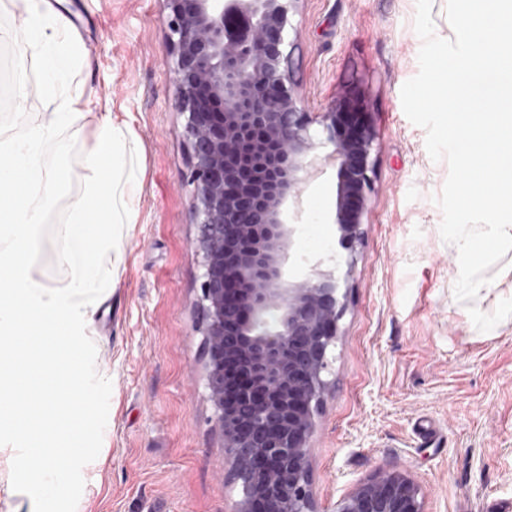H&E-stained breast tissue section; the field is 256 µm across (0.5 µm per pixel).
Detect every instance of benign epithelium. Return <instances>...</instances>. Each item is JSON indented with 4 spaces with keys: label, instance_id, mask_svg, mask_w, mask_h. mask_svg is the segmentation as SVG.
Here are the masks:
<instances>
[{
    "label": "benign epithelium",
    "instance_id": "1",
    "mask_svg": "<svg viewBox=\"0 0 512 512\" xmlns=\"http://www.w3.org/2000/svg\"><path fill=\"white\" fill-rule=\"evenodd\" d=\"M163 2L166 65L190 152L206 389L240 488L234 512H316L310 437L348 295L324 259L296 260L292 247L312 161L329 144L336 192L327 223L338 246L329 259L350 276L376 130L353 111L366 102L350 87L326 111H309L286 32L300 0ZM315 124L325 139L311 133ZM338 512L424 510L418 486L392 472L358 485Z\"/></svg>",
    "mask_w": 512,
    "mask_h": 512
}]
</instances>
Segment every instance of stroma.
Listing matches in <instances>:
<instances>
[{
  "mask_svg": "<svg viewBox=\"0 0 512 512\" xmlns=\"http://www.w3.org/2000/svg\"><path fill=\"white\" fill-rule=\"evenodd\" d=\"M79 33L74 90L127 122L140 187L111 288L87 333L112 383L98 457L76 512H233L240 498L205 385L188 147L165 65L162 0H61ZM416 0H304L290 18L295 79L322 112L344 85L368 103L379 151L349 310L310 438L317 512H337L384 472L420 488L424 512H512V251L459 302L458 250L440 234L448 175L402 109L418 70ZM326 163L303 196L297 255L335 242Z\"/></svg>",
  "mask_w": 512,
  "mask_h": 512,
  "instance_id": "stroma-1",
  "label": "stroma"
}]
</instances>
